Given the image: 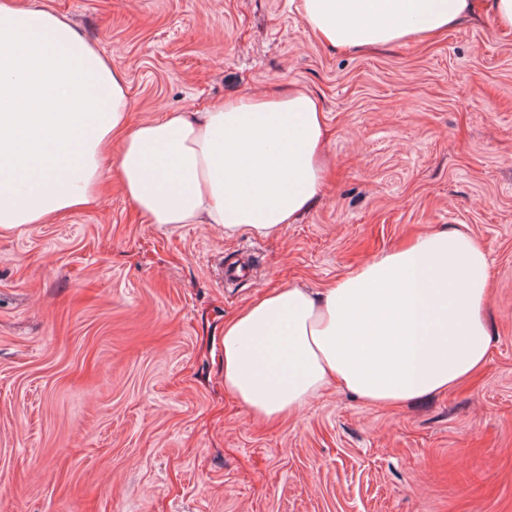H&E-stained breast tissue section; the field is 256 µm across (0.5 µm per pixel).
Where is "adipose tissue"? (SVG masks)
I'll list each match as a JSON object with an SVG mask.
<instances>
[{"instance_id":"1","label":"adipose tissue","mask_w":512,"mask_h":512,"mask_svg":"<svg viewBox=\"0 0 512 512\" xmlns=\"http://www.w3.org/2000/svg\"><path fill=\"white\" fill-rule=\"evenodd\" d=\"M332 49L432 37L470 17L512 30V0H300ZM127 76L39 0H0V229L97 208L115 176L161 228L269 237L308 212L328 170L325 115L279 86L206 112L130 124ZM486 254L459 227L425 232L326 288L264 293L224 322V391L250 417L301 412L329 385L368 407L448 391L487 361Z\"/></svg>"}]
</instances>
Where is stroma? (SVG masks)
<instances>
[{"label": "stroma", "instance_id": "stroma-1", "mask_svg": "<svg viewBox=\"0 0 512 512\" xmlns=\"http://www.w3.org/2000/svg\"><path fill=\"white\" fill-rule=\"evenodd\" d=\"M41 2L124 70L132 122L293 82L333 167L268 238L157 228L114 182L0 234V512H512V32L333 52L300 0ZM461 224L491 288L470 379L397 410L330 388L272 425L225 395V318Z\"/></svg>", "mask_w": 512, "mask_h": 512}]
</instances>
